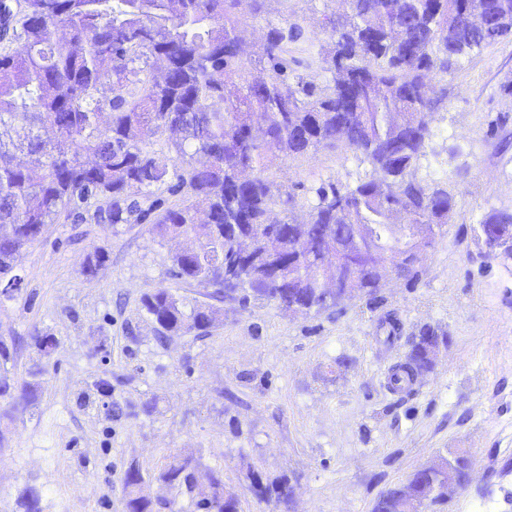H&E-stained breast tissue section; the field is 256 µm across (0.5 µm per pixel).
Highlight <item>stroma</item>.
I'll return each mask as SVG.
<instances>
[{
    "instance_id": "obj_1",
    "label": "stroma",
    "mask_w": 512,
    "mask_h": 512,
    "mask_svg": "<svg viewBox=\"0 0 512 512\" xmlns=\"http://www.w3.org/2000/svg\"><path fill=\"white\" fill-rule=\"evenodd\" d=\"M333 0H269L248 21L256 58L267 22L301 29L299 48L330 40ZM512 39L459 59L434 82L439 110L419 175L447 183L458 206L417 280L388 281L376 299L320 314L224 301L203 336L159 337L142 299L170 289L186 304L201 286L170 274L176 240L149 224L86 218L47 225L16 260L21 290L0 296V341L17 381L35 380L0 448V512H126L123 477L142 470L146 495L164 496L157 473L175 455L200 472L222 470L241 512H276L244 477L295 486V512H371L378 495L437 455L461 451L475 478L441 512H512V260L488 254L475 228L512 211ZM365 165L343 146L270 157L268 174L305 211L321 184L345 185ZM105 263L86 275L87 254ZM402 338L385 344L380 323ZM425 327L448 338L433 373L409 393L388 390L389 367ZM38 336L56 348L44 353Z\"/></svg>"
}]
</instances>
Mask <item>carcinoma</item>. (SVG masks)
<instances>
[{"mask_svg":"<svg viewBox=\"0 0 512 512\" xmlns=\"http://www.w3.org/2000/svg\"><path fill=\"white\" fill-rule=\"evenodd\" d=\"M265 2L0 0V19L13 25L0 38V278L45 225L80 224L94 201L106 202L94 213L104 224L143 220L137 198L170 175L187 198L157 214L151 231L194 246L171 256V272L212 289L214 300L274 304L286 289L317 313L341 305L336 263L289 248L287 235L312 242L333 224L356 252L374 246L394 261L411 225L443 234L456 198L417 176L432 137L428 115L438 111L427 86L459 58L512 36V0H338L325 16L329 49L306 60L290 48L298 27L268 22L255 75L242 64L244 20L262 16ZM327 56L335 76L322 86ZM169 125L178 130L171 170L149 150ZM340 144L370 172L318 187L297 219L294 196L266 175L268 157ZM143 308L163 334L200 335L221 316L213 305L186 307L166 288ZM413 377L400 361L389 388L409 390ZM34 391L0 370V398L27 404ZM246 469L257 497L281 494ZM190 471L175 456L158 478L205 512H239V500L224 497L222 471L199 486ZM141 481L130 465L126 512L161 506L141 496ZM412 497L424 498L416 474L383 491L371 512H406Z\"/></svg>","mask_w":512,"mask_h":512,"instance_id":"cac0c4a2","label":"carcinoma"}]
</instances>
